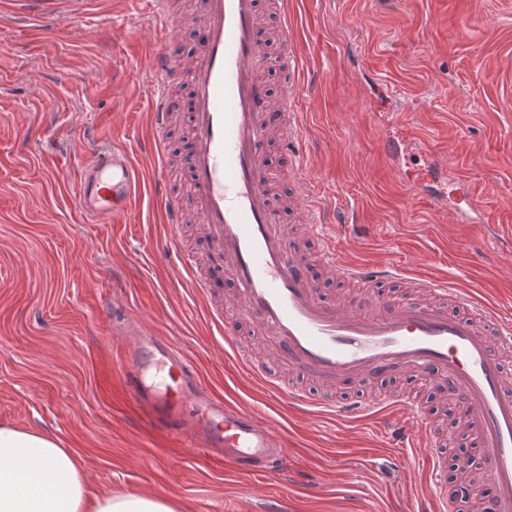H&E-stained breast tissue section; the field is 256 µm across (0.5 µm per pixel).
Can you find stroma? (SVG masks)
Wrapping results in <instances>:
<instances>
[{
    "instance_id": "stroma-1",
    "label": "stroma",
    "mask_w": 512,
    "mask_h": 512,
    "mask_svg": "<svg viewBox=\"0 0 512 512\" xmlns=\"http://www.w3.org/2000/svg\"><path fill=\"white\" fill-rule=\"evenodd\" d=\"M296 48L313 87L296 106L317 198L350 211L357 232L328 233L347 261H390L409 276L444 277L512 314V0H294ZM143 0H100L79 19L40 32L0 21V424L38 428L70 448L95 494L150 493L183 512H409L430 487L412 450L390 447L380 415L346 422L278 401L225 352V338L173 268L199 251L197 224L168 241L152 190L118 225L80 221L78 164L85 151L124 142L145 172L153 160L147 58L162 42L142 29ZM187 112L170 128V185L186 188ZM400 144L389 168L380 138ZM446 152L437 178L416 141ZM457 200L475 193L497 225L457 223L415 191ZM115 300L116 319L98 313ZM139 320L172 337L218 395L288 438L277 471L239 476L135 417L110 362L114 322ZM361 390L410 392L454 449L448 398L433 381L397 374Z\"/></svg>"
}]
</instances>
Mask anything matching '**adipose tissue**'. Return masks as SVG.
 Masks as SVG:
<instances>
[{
    "label": "adipose tissue",
    "mask_w": 512,
    "mask_h": 512,
    "mask_svg": "<svg viewBox=\"0 0 512 512\" xmlns=\"http://www.w3.org/2000/svg\"><path fill=\"white\" fill-rule=\"evenodd\" d=\"M0 512H182V507L154 494H90L70 449L46 433L1 425Z\"/></svg>",
    "instance_id": "1"
}]
</instances>
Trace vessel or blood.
<instances>
[{
	"label": "vessel or blood",
	"instance_id": "b4317fda",
	"mask_svg": "<svg viewBox=\"0 0 512 512\" xmlns=\"http://www.w3.org/2000/svg\"><path fill=\"white\" fill-rule=\"evenodd\" d=\"M152 28L173 32L172 0H146ZM85 0H0V17L32 23L78 16ZM278 18L282 62L271 68L263 16ZM290 0H200L196 46L191 54L170 46L156 50L149 70L158 91L149 113L153 137L148 143L157 171L154 194L163 223L176 231L186 214L201 226L208 258L199 273L193 255H185L179 277L197 293L208 287L207 274L229 276L236 288L233 306L247 322L271 336L283 371H295L310 387L268 377L250 346L237 338L225 343L234 358L274 396L295 408L357 419L385 407L411 415L412 426H397L395 447H422L420 459L435 495L451 512L458 502L442 482L445 455L436 447L431 423L419 401L381 394L345 395L343 381L379 382L396 373L446 380L465 412L462 431L479 449L493 485L486 512H512V374L504 351L512 349V319L494 304L477 300L440 277H409L392 264L362 266L339 259L332 236L324 233L326 209L316 200L304 164L306 141L299 113L291 104L304 97L303 66L295 49ZM186 82L190 164L188 188L172 193L162 173L169 167L168 131L174 97L169 87ZM292 162L294 194L290 206L320 246L321 265L359 293L345 301L324 298L311 279L308 260L280 230L268 175L270 145ZM145 185V172L123 144L97 150L80 170L75 203L82 216L102 224L121 221ZM400 281L402 294L384 289ZM159 353L178 372L177 395L159 394L139 373L144 354ZM123 390L153 422L181 437L186 447L202 438L223 449L237 473L272 471L281 453L277 433L247 410L200 395L197 366L169 339L143 338L123 359Z\"/></svg>",
	"mask_w": 512,
	"mask_h": 512
}]
</instances>
